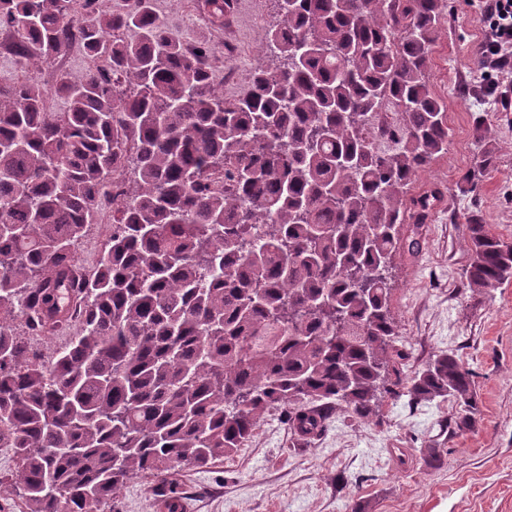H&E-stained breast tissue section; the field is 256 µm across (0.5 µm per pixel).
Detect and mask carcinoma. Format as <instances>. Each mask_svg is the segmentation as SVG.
I'll return each instance as SVG.
<instances>
[{"instance_id":"cac0c4a2","label":"carcinoma","mask_w":512,"mask_h":512,"mask_svg":"<svg viewBox=\"0 0 512 512\" xmlns=\"http://www.w3.org/2000/svg\"><path fill=\"white\" fill-rule=\"evenodd\" d=\"M282 20L242 94L216 84L213 53L174 38L154 0H0L17 63L90 57L53 92L0 86V448L17 469L0 499L25 512H116L149 476L169 481L231 455L271 412L300 441L336 411L450 400L475 427L472 373L454 351L411 370L392 309L396 260L415 256L443 198L413 184L448 153L429 83L448 0H275ZM213 26L231 0H200ZM480 151L458 191L495 162ZM120 188L114 198L108 189ZM95 269L73 275L106 206ZM462 286L512 283V240L472 217ZM80 331L51 363L32 336ZM112 222V208H106L102 211L99 217V224L95 225L81 240L80 245L78 247V256L83 254V250L85 246L91 242L95 241V252H94V263L92 268H94L102 254L104 242L106 239L107 227L104 224H111Z\"/></svg>"}]
</instances>
